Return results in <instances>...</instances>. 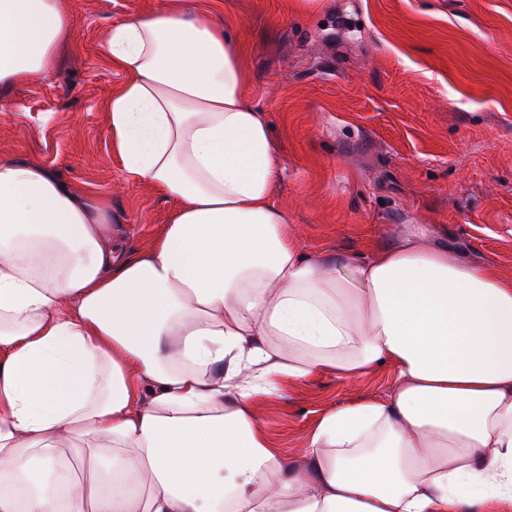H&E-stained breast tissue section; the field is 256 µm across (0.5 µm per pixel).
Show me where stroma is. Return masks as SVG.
Masks as SVG:
<instances>
[{"label":"stroma","mask_w":512,"mask_h":512,"mask_svg":"<svg viewBox=\"0 0 512 512\" xmlns=\"http://www.w3.org/2000/svg\"><path fill=\"white\" fill-rule=\"evenodd\" d=\"M158 0H64L76 27L54 67L0 96V159L39 164L105 199L122 249H144L176 204L124 178L100 100L123 75L112 24ZM228 22L285 165L275 199L306 246L358 259L411 224H444L464 258L512 278V0H194ZM381 369L332 375L257 406L300 452L326 411L383 396Z\"/></svg>","instance_id":"1"}]
</instances>
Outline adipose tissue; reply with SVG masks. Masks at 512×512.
<instances>
[{"label":"adipose tissue","mask_w":512,"mask_h":512,"mask_svg":"<svg viewBox=\"0 0 512 512\" xmlns=\"http://www.w3.org/2000/svg\"><path fill=\"white\" fill-rule=\"evenodd\" d=\"M63 0H0V93L49 71ZM102 100L129 181L175 201L137 253L112 212L0 159V512H512V281L419 226L311 252L231 29L192 0L113 25ZM298 460L255 410L380 368Z\"/></svg>","instance_id":"1"}]
</instances>
